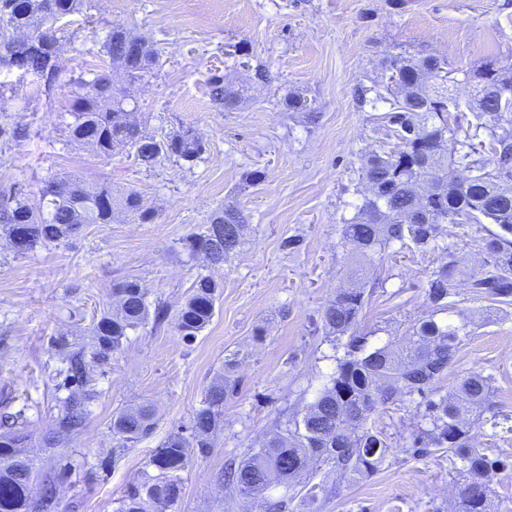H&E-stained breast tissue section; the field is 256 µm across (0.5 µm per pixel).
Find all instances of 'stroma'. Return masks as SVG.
<instances>
[{"instance_id": "1", "label": "stroma", "mask_w": 512, "mask_h": 512, "mask_svg": "<svg viewBox=\"0 0 512 512\" xmlns=\"http://www.w3.org/2000/svg\"><path fill=\"white\" fill-rule=\"evenodd\" d=\"M116 27L159 52L144 79L126 88L136 118L158 140L193 127L205 146L196 161L167 155L149 168L133 150L106 159L71 141L73 92L108 65L103 44ZM57 37V74L0 71V125L25 131L18 142L0 138V187H19L36 208L50 178L105 181L114 196L138 192L157 217L139 224L118 214L26 254L0 232V417L16 416L31 435L34 492L54 483V512H116L155 448L171 435L192 438L207 389L227 372L237 391L207 453H193L173 512H265V501L283 496L285 512H455L460 463L444 449L414 453L417 404L409 399L372 415L370 426L391 450L369 477L321 471L290 489L271 485L249 502L221 474L229 460L260 447L280 418L313 403L344 354V340L328 336L320 317L348 283L343 229L365 193L360 157L395 146L385 130L387 105L360 104L357 88L371 84L382 57L404 48L458 69L491 59L512 70V0H408L402 9L394 0H84ZM259 68L265 81L254 77ZM214 74L240 89L236 109L211 101ZM292 93L307 110L288 109ZM255 170L262 180L250 179ZM221 208L241 212L246 227L237 253L214 266L187 241ZM489 231L446 225L435 251L392 243L367 278L356 333L374 348L405 343L428 318L467 323L469 335L438 387L446 394L470 373L491 376L475 444L512 458V300L471 288L490 268ZM451 259L441 311L426 297L427 281ZM201 275L218 284L209 325L190 342L170 324L129 331L95 372L84 429L44 447L67 395L58 385L57 339L74 349L87 344L115 303L114 283L137 282L149 302L174 312ZM140 405L153 408L154 430L120 447L112 417Z\"/></svg>"}]
</instances>
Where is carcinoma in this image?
I'll list each match as a JSON object with an SVG mask.
<instances>
[{"mask_svg": "<svg viewBox=\"0 0 512 512\" xmlns=\"http://www.w3.org/2000/svg\"><path fill=\"white\" fill-rule=\"evenodd\" d=\"M9 10L16 25L42 32L44 52L29 51L27 43L14 39L8 29L0 30V57L23 60L24 70L55 74L59 69L56 27L39 13L38 0H0V11ZM130 34L113 31L104 44L110 65L135 82L155 63L158 53L152 44L137 39L139 51H124ZM453 69L447 58L403 51L381 59L379 76L359 93L362 104L389 105L385 119L398 147L390 152L367 155L362 175L369 193L358 211L344 226V237L354 247L357 275L374 265L375 257L394 242L411 241L419 249L437 246L439 226L458 224L464 218L475 224H495L500 232L484 239L492 270L474 281L473 287L496 298L512 297V117L500 112L501 93L512 90V72L492 61L463 71L464 81L476 87L469 108L476 114L474 130H463L449 122L458 109L449 82ZM213 100L229 112L238 102V92L224 85V76L210 79ZM124 90L115 86L104 70L80 85L75 92L69 123L70 137L110 157L130 147L140 164L151 167L162 155H176L192 162L204 152V144L191 127L158 141L142 131L126 109ZM486 132L480 137V132ZM495 158L487 169L480 154ZM43 193L46 210L30 207L13 191L0 192V226L18 251L25 253L40 242L69 237L84 224H109L115 209L130 214L142 224L154 222L156 214L145 207L138 193L129 192L119 203L112 202V187L85 184L65 178L47 182ZM243 217L228 208L213 215L205 231L189 241L213 265H220L240 246ZM455 261L441 266L428 281V300L444 305L448 281ZM218 285L209 276L193 283V292L179 309L176 330L192 339L210 323ZM118 298L115 312L103 315L93 328L90 349L68 352L63 386L69 394L61 400L55 427L46 436L53 447L59 437L81 432L89 415L94 389L92 370L110 359L122 346L128 331L152 322L156 328L169 321L164 304L150 306L147 294L135 281L114 285ZM364 306L361 286L340 290L323 311L320 321L333 335L355 328ZM469 336L467 324L437 322L430 318L413 327L403 348L386 345L366 349L365 338L354 336L336 371L317 399L302 415L286 419L239 462L229 464L224 477L240 496L257 499L274 482L290 488L314 467L328 466L353 479L380 470L389 453L384 434L367 427L373 413L403 397L419 396L418 434L413 447L418 454L429 448H446L461 462L466 475L458 496V512H493L488 497L486 473L505 470L507 459L489 455L490 449L474 445L473 426L487 410L492 377L472 373L462 378L454 393L439 394L437 383L453 364L459 346ZM237 388L224 375L207 390L193 419V441L174 435L165 440L146 462L157 471L124 492L117 512H169L182 492L183 472L189 449L204 454L211 447L209 435L219 425L224 401ZM4 416L0 423V512H49L53 491L48 487L38 499L32 485L38 478L34 459L26 452L27 435ZM150 407L121 411L112 417V433L122 444L136 443L154 427Z\"/></svg>", "mask_w": 512, "mask_h": 512, "instance_id": "1", "label": "carcinoma"}]
</instances>
